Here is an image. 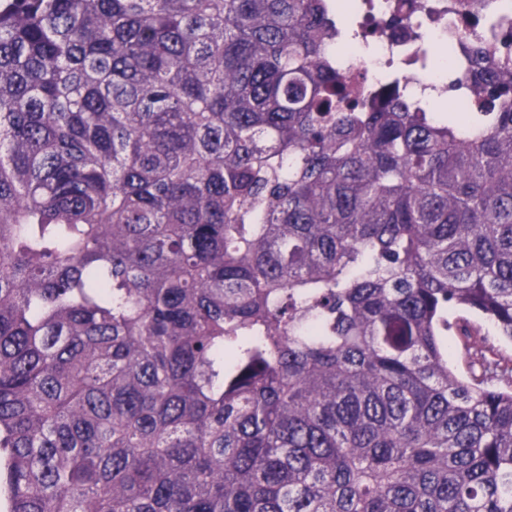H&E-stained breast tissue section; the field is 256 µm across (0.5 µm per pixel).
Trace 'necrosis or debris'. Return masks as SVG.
<instances>
[{
    "label": "necrosis or debris",
    "mask_w": 512,
    "mask_h": 512,
    "mask_svg": "<svg viewBox=\"0 0 512 512\" xmlns=\"http://www.w3.org/2000/svg\"><path fill=\"white\" fill-rule=\"evenodd\" d=\"M377 5V22L397 17L400 26L376 41L355 35L336 48L337 65L357 78L358 92L375 91L396 67L404 74L408 101L430 111L447 112L473 97V88L459 80L468 61L461 43L468 36L489 37L486 29H467L470 13L483 10L482 0H377Z\"/></svg>",
    "instance_id": "obj_1"
}]
</instances>
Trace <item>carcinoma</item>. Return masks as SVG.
<instances>
[{
    "label": "carcinoma",
    "mask_w": 512,
    "mask_h": 512,
    "mask_svg": "<svg viewBox=\"0 0 512 512\" xmlns=\"http://www.w3.org/2000/svg\"><path fill=\"white\" fill-rule=\"evenodd\" d=\"M360 5L0 0L8 512H512V64L362 98ZM458 317H467L475 324L479 325L481 327L482 334H485L488 339L493 342L500 350L505 353L506 355H512V344L504 342L499 339L497 336V333L495 329L489 325L488 323L481 320L476 315L465 312V311H455L448 314V320L452 323L454 322Z\"/></svg>",
    "instance_id": "cac0c4a2"
}]
</instances>
